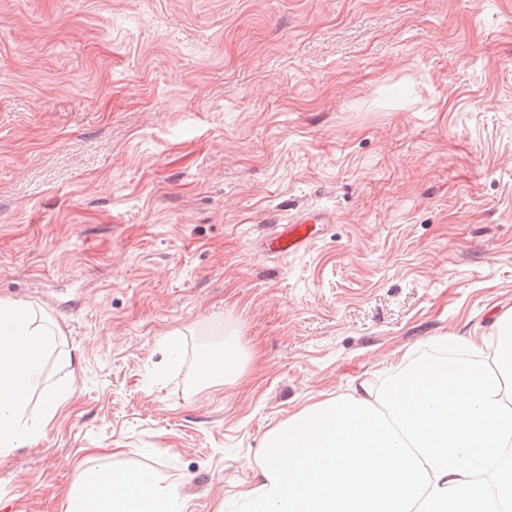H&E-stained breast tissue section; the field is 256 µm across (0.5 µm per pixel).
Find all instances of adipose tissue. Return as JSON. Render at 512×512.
<instances>
[{"mask_svg":"<svg viewBox=\"0 0 512 512\" xmlns=\"http://www.w3.org/2000/svg\"><path fill=\"white\" fill-rule=\"evenodd\" d=\"M57 334L31 305L0 300L1 458L39 436L65 392L64 377L39 384ZM466 347V357L419 356L379 389L360 381L272 430L241 494L249 512H512V466L477 477L512 445V364L501 347ZM37 386L43 405L33 412ZM107 478L78 471L66 512H178L176 490L150 474L126 487Z\"/></svg>","mask_w":512,"mask_h":512,"instance_id":"1","label":"adipose tissue"}]
</instances>
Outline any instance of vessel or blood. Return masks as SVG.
Returning <instances> with one entry per match:
<instances>
[{
  "instance_id": "obj_1",
  "label": "vessel or blood",
  "mask_w": 512,
  "mask_h": 512,
  "mask_svg": "<svg viewBox=\"0 0 512 512\" xmlns=\"http://www.w3.org/2000/svg\"><path fill=\"white\" fill-rule=\"evenodd\" d=\"M336 215L327 209L305 211L282 224H274L270 231L255 243L258 251L278 257L305 252L324 230L335 223Z\"/></svg>"
}]
</instances>
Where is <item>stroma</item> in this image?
<instances>
[{"label":"stroma","instance_id":"obj_1","mask_svg":"<svg viewBox=\"0 0 512 512\" xmlns=\"http://www.w3.org/2000/svg\"><path fill=\"white\" fill-rule=\"evenodd\" d=\"M317 207L307 251L253 249ZM0 300L72 375L0 512L92 463L239 512L271 430L512 309V0H0ZM213 359L220 360L221 369L211 372L201 369L198 377L201 383L209 386L223 384L227 378L238 374L242 361L241 349L236 343H224V349L222 348L209 355L208 360Z\"/></svg>","mask_w":512,"mask_h":512}]
</instances>
